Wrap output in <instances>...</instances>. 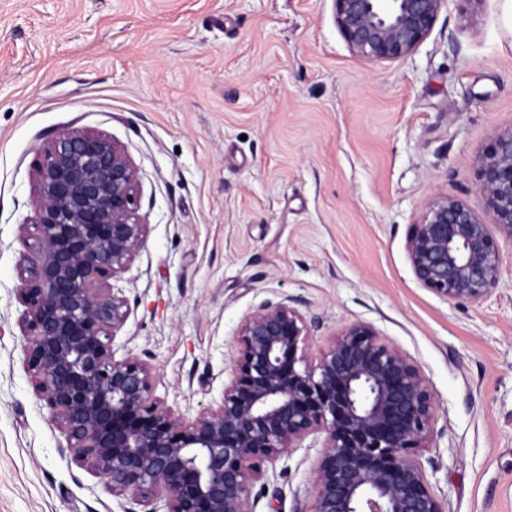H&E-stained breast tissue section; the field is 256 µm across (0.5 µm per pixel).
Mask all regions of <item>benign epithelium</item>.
Masks as SVG:
<instances>
[{"mask_svg": "<svg viewBox=\"0 0 512 512\" xmlns=\"http://www.w3.org/2000/svg\"><path fill=\"white\" fill-rule=\"evenodd\" d=\"M350 51L370 62L411 54L446 0H333ZM20 225L17 296L23 365L67 450L142 512H254L251 483L309 437L323 436L312 512H446L416 459L438 404L420 367L364 322L315 355L304 316L266 303L240 323L220 400L189 416L155 395L152 366L115 358L130 315L112 287L145 243L139 182L124 147L61 130L31 173ZM476 189L494 223L434 197L406 238L417 281L449 301L481 302L501 279L495 234L512 242V129L479 158Z\"/></svg>", "mask_w": 512, "mask_h": 512, "instance_id": "7a95c632", "label": "benign epithelium"}]
</instances>
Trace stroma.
<instances>
[{"label":"stroma","instance_id":"35a3bbf8","mask_svg":"<svg viewBox=\"0 0 512 512\" xmlns=\"http://www.w3.org/2000/svg\"><path fill=\"white\" fill-rule=\"evenodd\" d=\"M134 162L147 239L112 284L117 357L156 396L221 399L242 318L298 309L311 351L372 325L438 403L418 455L447 512H512V245L480 303L416 280L406 237L431 198L485 223L476 160L512 128V0H445L405 59L349 50L333 0H0V512H141L65 452L23 365L18 228L63 127ZM321 441L251 484L255 512H311Z\"/></svg>","mask_w":512,"mask_h":512}]
</instances>
